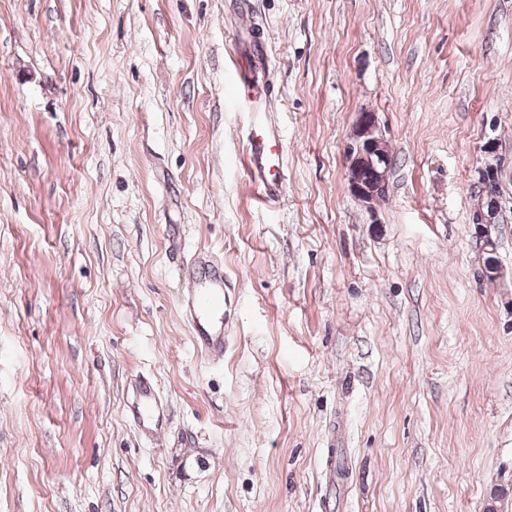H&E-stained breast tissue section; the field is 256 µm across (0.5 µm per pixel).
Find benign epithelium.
Masks as SVG:
<instances>
[{"label":"benign epithelium","instance_id":"7a95c632","mask_svg":"<svg viewBox=\"0 0 512 512\" xmlns=\"http://www.w3.org/2000/svg\"><path fill=\"white\" fill-rule=\"evenodd\" d=\"M391 159L388 142L376 115L372 112L359 113L350 139L344 147V165L350 194L369 210L374 209L375 204L382 201V198L374 192V186L377 182L386 179ZM502 202V197H496L488 211L480 210L472 219V223L478 226L485 241L490 276L496 279L499 278L501 270L495 258L496 242L492 236V227L502 209Z\"/></svg>","mask_w":512,"mask_h":512}]
</instances>
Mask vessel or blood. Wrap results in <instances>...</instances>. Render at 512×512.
Here are the masks:
<instances>
[{"mask_svg":"<svg viewBox=\"0 0 512 512\" xmlns=\"http://www.w3.org/2000/svg\"><path fill=\"white\" fill-rule=\"evenodd\" d=\"M248 101L252 112L256 114V121L247 136L249 167L259 181L263 199L275 201L281 198L285 189L281 167L282 131L265 116L270 101L268 94L249 96ZM186 284L193 331L204 341L213 358H222L224 323L218 311L224 301V275L214 270L201 281L192 273L187 277ZM137 393L138 398L133 405L137 416L153 414L158 408L154 386L140 382Z\"/></svg>","mask_w":512,"mask_h":512,"instance_id":"obj_1","label":"vessel or blood"}]
</instances>
